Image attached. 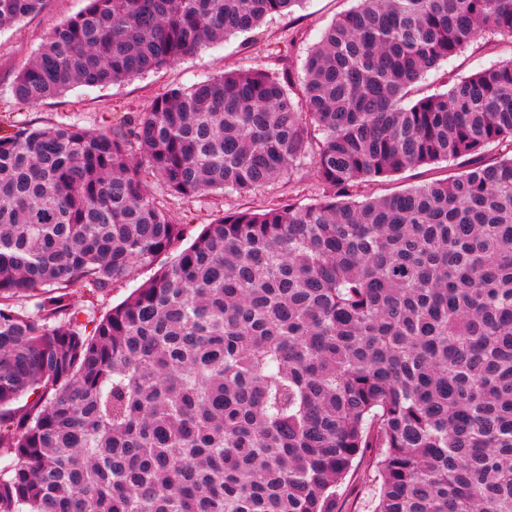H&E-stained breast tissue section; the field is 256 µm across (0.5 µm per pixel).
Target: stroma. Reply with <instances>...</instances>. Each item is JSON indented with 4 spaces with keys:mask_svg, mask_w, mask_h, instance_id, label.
<instances>
[{
    "mask_svg": "<svg viewBox=\"0 0 512 512\" xmlns=\"http://www.w3.org/2000/svg\"><path fill=\"white\" fill-rule=\"evenodd\" d=\"M85 5L86 0H46L38 14L0 29V126L32 121L41 125L77 122L94 130L109 128L146 109L154 97L167 89L188 87L236 69L273 71L287 67L294 79H301L308 50L319 41L332 19L352 7L353 0H305L293 12L267 18L251 33L227 37L157 72L104 88L77 87L37 106L17 103L11 94L15 75L35 55L47 34ZM502 55L498 41L479 38L463 53L428 72L417 93L422 96L445 91L449 82L495 64ZM290 190L304 203L320 195L317 180L306 171L295 176L292 185L278 181L252 197L227 193L221 197L169 198L165 205L173 214L188 217L179 242L184 248L199 235L204 224L225 210L248 206L259 209ZM374 490L368 460L355 462L341 488L340 512H369Z\"/></svg>",
    "mask_w": 512,
    "mask_h": 512,
    "instance_id": "obj_1",
    "label": "stroma"
}]
</instances>
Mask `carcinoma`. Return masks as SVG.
<instances>
[{
    "mask_svg": "<svg viewBox=\"0 0 512 512\" xmlns=\"http://www.w3.org/2000/svg\"><path fill=\"white\" fill-rule=\"evenodd\" d=\"M301 0H87L11 91L165 68ZM44 0H0V28ZM512 0H356L291 72L172 88L111 129L0 130V512H512V56L419 99ZM450 163L386 194L363 185ZM322 194L181 239L163 198ZM157 180L159 193L149 189ZM25 399L21 406L19 399ZM291 186H294V194L302 204L308 203L320 195L319 183L312 172L304 171L294 177ZM368 455L357 460L341 488L340 512H368L374 496V482Z\"/></svg>",
    "mask_w": 512,
    "mask_h": 512,
    "instance_id": "carcinoma-1",
    "label": "carcinoma"
}]
</instances>
